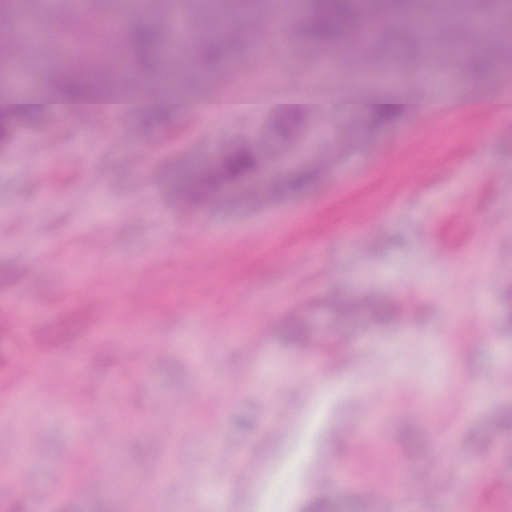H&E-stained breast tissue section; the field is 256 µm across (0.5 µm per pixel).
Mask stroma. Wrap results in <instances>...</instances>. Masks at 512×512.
<instances>
[{
    "label": "stroma",
    "instance_id": "1",
    "mask_svg": "<svg viewBox=\"0 0 512 512\" xmlns=\"http://www.w3.org/2000/svg\"><path fill=\"white\" fill-rule=\"evenodd\" d=\"M298 18L227 62L211 110L166 124L136 112H58L0 147V461L23 448L30 506L91 512H475L512 484V111L314 113L293 137L276 114L223 111L225 91L266 101L409 94L512 96V46L483 36L481 79L404 46L365 69L299 51ZM55 56L0 81L35 95ZM258 167L187 204L186 175L240 146ZM186 296L172 280L194 257ZM393 315L350 326L337 297ZM96 310L62 348L41 338ZM309 338H286L288 318ZM254 460L245 477L225 472ZM93 469L78 492L64 485ZM269 492L258 495V484Z\"/></svg>",
    "mask_w": 512,
    "mask_h": 512
}]
</instances>
